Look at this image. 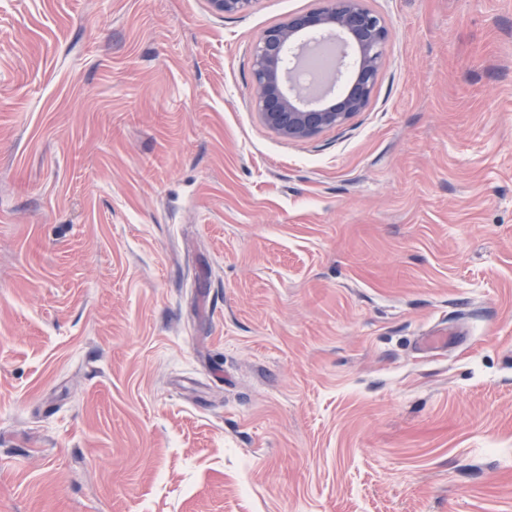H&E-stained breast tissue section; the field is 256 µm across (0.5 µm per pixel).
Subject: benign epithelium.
Returning a JSON list of instances; mask_svg holds the SVG:
<instances>
[{
  "mask_svg": "<svg viewBox=\"0 0 512 512\" xmlns=\"http://www.w3.org/2000/svg\"><path fill=\"white\" fill-rule=\"evenodd\" d=\"M256 0H208L213 14L248 13ZM343 30L356 55L358 80L340 101L313 109L301 107L293 98L283 74L281 55L289 49V58L298 57L299 38L306 32ZM390 38L386 22L365 6V0H325L315 10L297 14L287 22L266 28L251 48L253 94L251 105L264 124L289 140L309 139L320 132L347 123L369 104L384 49Z\"/></svg>",
  "mask_w": 512,
  "mask_h": 512,
  "instance_id": "7a95c632",
  "label": "benign epithelium"
}]
</instances>
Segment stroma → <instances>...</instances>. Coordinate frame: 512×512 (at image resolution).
Masks as SVG:
<instances>
[{"mask_svg":"<svg viewBox=\"0 0 512 512\" xmlns=\"http://www.w3.org/2000/svg\"><path fill=\"white\" fill-rule=\"evenodd\" d=\"M322 5L0 0V512H512V0H366L289 141L251 46ZM213 14L224 16L228 14H246L257 0H207ZM324 2L318 9L266 28L251 48V105L268 128L289 140L309 139L326 129L344 125L368 106L390 38L386 22L368 9L364 0ZM330 29L347 33L356 55L359 77L352 92L340 101L305 109L291 94V75L283 74L281 55L288 46L290 60L296 59L302 49L299 38L303 33H323Z\"/></svg>","mask_w":512,"mask_h":512,"instance_id":"35a3bbf8","label":"stroma"}]
</instances>
